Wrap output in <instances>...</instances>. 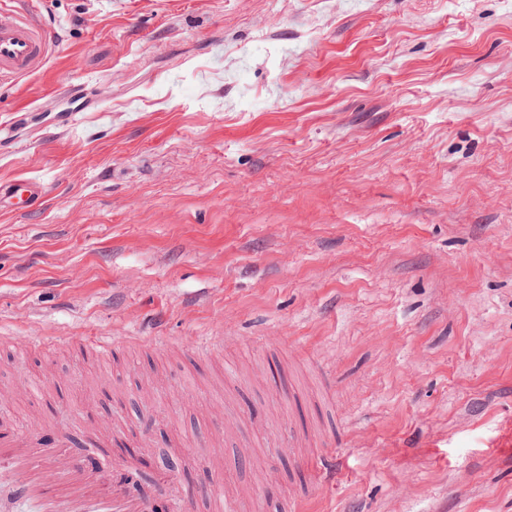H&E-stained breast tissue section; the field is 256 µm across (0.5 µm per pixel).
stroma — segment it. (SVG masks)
Masks as SVG:
<instances>
[{
	"mask_svg": "<svg viewBox=\"0 0 512 512\" xmlns=\"http://www.w3.org/2000/svg\"><path fill=\"white\" fill-rule=\"evenodd\" d=\"M40 10L0 422L146 512H512V0Z\"/></svg>",
	"mask_w": 512,
	"mask_h": 512,
	"instance_id": "1",
	"label": "stroma"
}]
</instances>
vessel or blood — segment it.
<instances>
[{
	"mask_svg": "<svg viewBox=\"0 0 512 512\" xmlns=\"http://www.w3.org/2000/svg\"><path fill=\"white\" fill-rule=\"evenodd\" d=\"M24 11L0 6V74L23 78L41 68L54 41L44 28L37 0ZM0 447L10 449L23 498L38 512H143L121 488L105 493L82 470L58 468L53 451L34 447L28 436L0 430Z\"/></svg>",
	"mask_w": 512,
	"mask_h": 512,
	"instance_id": "1",
	"label": "vessel or blood"
}]
</instances>
